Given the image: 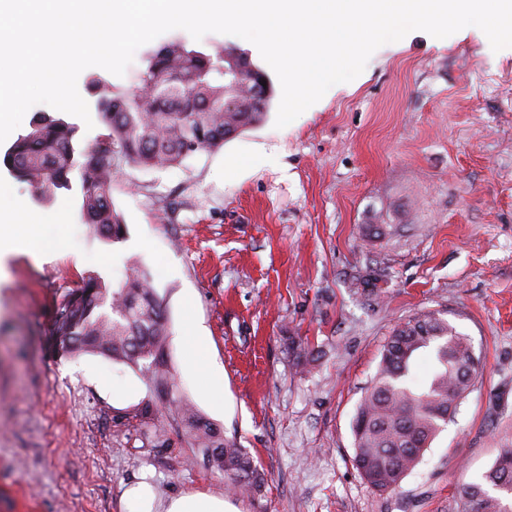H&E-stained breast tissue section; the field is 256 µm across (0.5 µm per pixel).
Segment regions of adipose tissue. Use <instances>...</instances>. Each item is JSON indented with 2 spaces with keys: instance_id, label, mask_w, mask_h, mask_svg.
<instances>
[{
  "instance_id": "ef3b65f1",
  "label": "adipose tissue",
  "mask_w": 512,
  "mask_h": 512,
  "mask_svg": "<svg viewBox=\"0 0 512 512\" xmlns=\"http://www.w3.org/2000/svg\"><path fill=\"white\" fill-rule=\"evenodd\" d=\"M65 233L61 215L38 216L29 213L8 184L0 183V252L9 254L22 250L58 246ZM185 371L201 392L212 389L214 369L203 336L195 320L193 305L185 307Z\"/></svg>"
}]
</instances>
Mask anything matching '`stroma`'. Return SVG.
Returning <instances> with one entry per match:
<instances>
[{"label":"stroma","instance_id":"35a3bbf8","mask_svg":"<svg viewBox=\"0 0 512 512\" xmlns=\"http://www.w3.org/2000/svg\"><path fill=\"white\" fill-rule=\"evenodd\" d=\"M275 120L180 166L117 174V241L83 222L79 173L46 201L0 166L32 212L66 218L57 249L0 265V491L21 512H129L122 492L143 480L158 501L204 492L239 512H464L462 485L512 442V47L493 51L475 26L413 31L288 126ZM371 224L382 234L366 235ZM369 267L386 274L376 304L352 285ZM136 268L164 300L181 389L266 471L258 501L196 464L172 419L141 417L153 392L138 371L44 350L62 292L89 271L116 287ZM188 300L216 401L184 379ZM425 310L470 337L482 373L379 494L353 464L351 424L384 341ZM291 336L317 346L310 373H297Z\"/></svg>","mask_w":512,"mask_h":512}]
</instances>
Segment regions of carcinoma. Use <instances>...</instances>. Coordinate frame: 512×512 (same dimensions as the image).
Returning <instances> with one entry per match:
<instances>
[{"label": "carcinoma", "instance_id": "cac0c4a2", "mask_svg": "<svg viewBox=\"0 0 512 512\" xmlns=\"http://www.w3.org/2000/svg\"><path fill=\"white\" fill-rule=\"evenodd\" d=\"M234 55L226 51L213 56L177 39L152 53L134 91H117L92 75L88 85L97 96L105 132L78 153L76 126L38 112L4 152L3 164L17 180L50 196L69 189L70 174L79 170L85 223L119 240L125 224L112 205L115 174L127 166L153 170L180 165L198 151L224 146L269 111L273 89L261 85L267 77L258 68V78L242 80L233 107L224 109V58ZM78 154L83 161L77 160ZM53 315L44 332L48 350L60 342L67 344L66 358L93 353L136 367L154 394L143 416L156 413L173 419L198 449L203 467L224 474L225 485L236 494L249 499L262 495L265 475L248 451L224 436L181 393L169 364L166 308L144 272L133 271L116 288L88 273L80 287L59 296ZM288 351L301 368L314 361L306 338L288 337ZM422 351L433 353L435 365L419 383L414 361ZM479 373L470 337L458 332L441 311L418 313L392 331L352 420L353 462L371 489H395L420 463ZM506 493L512 494V445L504 447L479 482L462 488L465 512H506Z\"/></svg>", "mask_w": 512, "mask_h": 512}]
</instances>
